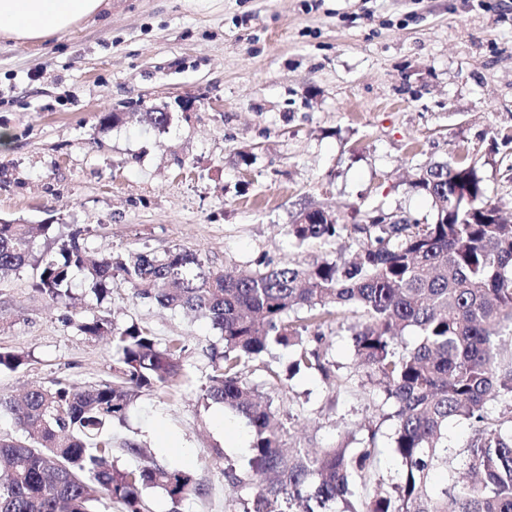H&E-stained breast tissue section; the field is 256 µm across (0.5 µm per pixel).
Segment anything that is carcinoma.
<instances>
[{"label": "carcinoma", "mask_w": 512, "mask_h": 512, "mask_svg": "<svg viewBox=\"0 0 512 512\" xmlns=\"http://www.w3.org/2000/svg\"><path fill=\"white\" fill-rule=\"evenodd\" d=\"M410 187L431 199L427 224L338 223L314 210L289 225L298 244L347 233L356 247L334 261H298L276 268H214L187 250L109 254L89 261L77 236L36 254L48 224L0 223V274L26 265L34 289L53 303L72 299L80 271L101 298L120 275L136 299L208 319L223 340L202 399L241 415L254 429L249 472L228 468V482L253 489L246 512H512V224L491 203L476 162L434 163ZM303 311L304 322L289 319ZM355 318L356 365L369 384L394 400L399 480L362 493L374 476L376 448H287L271 402L247 383L246 369L277 347L293 352L294 371L313 370L341 386L318 351L320 328ZM316 329L308 335L309 328ZM81 332L107 336L117 355L113 380L77 391L56 380L19 398L0 396V415L23 435L0 434V512H101L118 502L144 512L143 493L160 489L178 502L200 491L193 475L164 464L120 467L112 425L123 422L141 393L181 374L182 347L161 349L154 336L106 316L78 321ZM413 331L408 342L403 331ZM476 424L462 466L467 479L436 485L448 469V422Z\"/></svg>", "instance_id": "1"}]
</instances>
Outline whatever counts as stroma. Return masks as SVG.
Segmentation results:
<instances>
[{
	"instance_id": "1",
	"label": "stroma",
	"mask_w": 512,
	"mask_h": 512,
	"mask_svg": "<svg viewBox=\"0 0 512 512\" xmlns=\"http://www.w3.org/2000/svg\"><path fill=\"white\" fill-rule=\"evenodd\" d=\"M156 110L171 114L165 129L142 120ZM104 112L121 122L100 130ZM0 129L11 135L0 219L50 225L38 249L75 232L92 258L180 248L216 268L332 260L345 240L289 237L300 213L333 209L351 225L380 209L429 222L431 201L409 181L460 151L476 161L485 201L512 214V0H109L66 35L0 40ZM32 277L26 266L0 279V349L26 356L0 370V395L111 381L112 345L80 332L79 315L138 324L162 347L178 341L181 385L142 394L112 429L113 456L139 465L131 441L197 479L200 493L177 504L147 494L151 512H243L252 490L223 470L248 469L251 451L225 447L221 407L202 400L220 344L210 322L137 300L118 276L99 301L75 274L68 307L35 292ZM350 324L322 328L341 387L289 374L281 347L246 379L291 444L324 448L376 428L387 487L402 470L391 404L357 370Z\"/></svg>"
}]
</instances>
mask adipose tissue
I'll return each instance as SVG.
<instances>
[{"instance_id": "adipose-tissue-1", "label": "adipose tissue", "mask_w": 512, "mask_h": 512, "mask_svg": "<svg viewBox=\"0 0 512 512\" xmlns=\"http://www.w3.org/2000/svg\"><path fill=\"white\" fill-rule=\"evenodd\" d=\"M106 0H0V38L39 43L101 13Z\"/></svg>"}]
</instances>
